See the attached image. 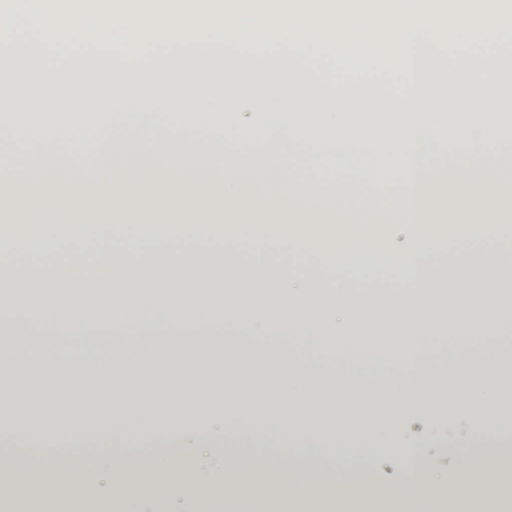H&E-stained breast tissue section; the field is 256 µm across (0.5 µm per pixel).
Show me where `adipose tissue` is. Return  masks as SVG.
Listing matches in <instances>:
<instances>
[{
  "instance_id": "obj_1",
  "label": "adipose tissue",
  "mask_w": 512,
  "mask_h": 512,
  "mask_svg": "<svg viewBox=\"0 0 512 512\" xmlns=\"http://www.w3.org/2000/svg\"><path fill=\"white\" fill-rule=\"evenodd\" d=\"M223 113L137 112L72 115L35 124L15 115L0 136V217L14 219L0 235V341L63 345L75 340H171L178 361L197 345H264L292 359L273 381L217 380L186 374L142 384L104 372L78 379L62 370L37 384L25 356H0V426L21 445L0 448V512H115L143 486L145 506L163 512H418L424 494L463 489L449 512H512L500 467L512 449V422L497 402L501 378L483 364L501 341H512V235L499 236L500 189L489 175L512 164V134L493 132L460 153L449 137H464L472 116L392 118L399 179L381 194L358 180L325 178L319 159L347 155L355 122L331 119L324 136H306V117L254 120L255 131H282L278 153L247 140H226ZM211 168H249L272 175L264 206L251 205L248 182L196 183L184 193L175 156ZM303 195L335 199L337 207L363 202L374 210L406 213V245L397 256L399 287L365 282L338 252L369 241L370 220L337 225L331 210L298 204L281 185ZM142 197L128 208L115 187ZM453 207L452 238L428 242L420 229ZM49 209L59 223L91 217L81 239L53 242L54 259L26 230L25 214ZM225 227L210 234L214 220ZM265 229L276 258L251 257L248 237ZM155 230L152 245L143 234ZM465 358L466 373L445 371L441 384L425 377L448 354ZM313 354L328 362L382 354L404 382L385 399L347 402L329 394L315 369L297 363ZM477 423L485 442L477 460L444 469L438 459L402 458L416 481L384 483L357 467L313 466L306 440L321 429L331 448L359 432L366 410L385 418L371 432L375 448H397L407 410L436 425L445 409ZM209 423L205 439L186 427L187 413ZM274 425L282 448L256 464L259 434ZM91 435L93 455L62 452L73 426ZM151 442L142 461L125 454L123 438ZM56 455H47L49 447ZM112 461L98 488L89 476L95 458ZM205 496H172L180 484Z\"/></svg>"
}]
</instances>
